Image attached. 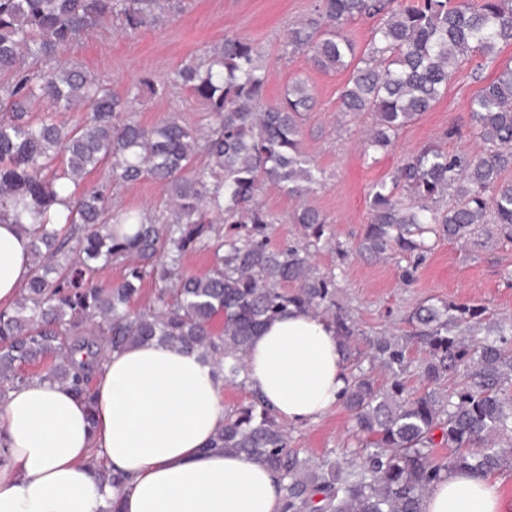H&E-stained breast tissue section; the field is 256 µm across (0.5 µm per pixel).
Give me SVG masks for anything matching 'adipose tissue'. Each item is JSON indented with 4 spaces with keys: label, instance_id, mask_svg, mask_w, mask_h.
<instances>
[{
    "label": "adipose tissue",
    "instance_id": "adipose-tissue-1",
    "mask_svg": "<svg viewBox=\"0 0 512 512\" xmlns=\"http://www.w3.org/2000/svg\"><path fill=\"white\" fill-rule=\"evenodd\" d=\"M30 237L0 223V305L29 276ZM332 325L289 308L253 341L247 375L279 418L320 419L345 386ZM93 406L34 378L0 402V512H280L278 484L261 463L210 446L223 426L224 376L196 353L159 343L106 353ZM125 476L118 488L94 466ZM499 483L452 471L424 512H503Z\"/></svg>",
    "mask_w": 512,
    "mask_h": 512
}]
</instances>
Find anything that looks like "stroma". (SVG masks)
Listing matches in <instances>:
<instances>
[{
    "label": "stroma",
    "instance_id": "obj_1",
    "mask_svg": "<svg viewBox=\"0 0 512 512\" xmlns=\"http://www.w3.org/2000/svg\"><path fill=\"white\" fill-rule=\"evenodd\" d=\"M314 3L315 0H170L169 9L157 21L135 30L124 28L116 20L106 22L66 47L61 57L119 94L145 76L168 83L166 94L143 95L135 106V119L151 126L175 114L195 125L203 121L204 114L184 89L170 86L174 70L188 58L201 56L207 48L222 42L225 35L250 39L266 59L268 99L280 98L296 78L307 81L316 99L313 112L305 117L302 147L315 158L322 179L300 199L288 197L272 184L264 185L259 200L279 218L278 223L267 228L269 241L277 247L303 245L304 230L292 223L290 216L306 204L325 214L336 238L351 245L369 220L372 186L390 176L406 156L426 144L450 152L477 149L469 128L470 100L484 82L494 78L495 71L466 65L435 107L400 132L391 151L377 153L372 159L364 157L362 148L371 117L340 114L339 94L346 73L318 70L308 56L284 52L288 29L306 19ZM451 125L461 130L460 137L454 140L444 137ZM166 199L163 188L149 179L133 185H112V202L119 207L155 210ZM312 261L320 271L338 270L337 297L368 336L406 331L404 316L426 301L485 304L495 315L512 318V282L506 277L507 270H512V244L476 248L459 242H439L408 284L400 279L405 262L394 256H354L341 265L335 251L325 248ZM351 426L348 411L336 404L320 420L289 426L288 431L294 446L316 459L350 442Z\"/></svg>",
    "mask_w": 512,
    "mask_h": 512
}]
</instances>
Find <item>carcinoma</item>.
Instances as JSON below:
<instances>
[{"label": "carcinoma", "mask_w": 512, "mask_h": 512, "mask_svg": "<svg viewBox=\"0 0 512 512\" xmlns=\"http://www.w3.org/2000/svg\"><path fill=\"white\" fill-rule=\"evenodd\" d=\"M159 8L160 0H0V221L31 225L30 277L13 306L0 309V398L30 380L22 366L52 356L43 378L91 406L102 349L152 341L198 352L224 373V384L244 389L254 337L295 307L331 324L345 348L339 403L354 421L355 448L319 460L301 455L254 389L227 409L210 444L270 468L281 512H423L429 489L450 470L511 471L512 322L490 318L481 304H422L408 315L407 334L365 338V370L357 366L359 329L336 300V274L312 263L327 245L340 260L349 256L326 234L327 217L299 207L292 222L303 226L305 245L270 246L266 229L277 218L259 201L264 184L300 198L319 183V168L301 147L305 113L314 107L304 81L269 101L264 56L250 40L226 35L182 63L171 81L203 105L206 125L171 115L145 127L128 113L166 84L143 78L120 96L57 60L103 17L135 29ZM357 17L378 20L361 54L342 34ZM511 44L512 0H315L285 47L322 71H349L339 110L372 114L365 150L377 152L433 109L462 67L476 57L495 67L501 46ZM36 101L46 104L37 119ZM60 112L86 117L68 125L57 120ZM469 117L480 153L424 146L370 192L371 218L356 250L413 256L401 270L406 282L433 250L432 237L477 247L512 242V66L478 91ZM200 156L208 159L202 169ZM105 167L115 181L162 183L169 203L157 212L116 210L102 185L76 193ZM64 193L61 217L54 206ZM215 216L251 229L226 240ZM202 242L212 266L181 275L183 256ZM114 263L125 267L122 280L100 284L97 273ZM147 278L165 285L136 308ZM413 337L427 353L416 365L407 357ZM413 369L420 388L408 385Z\"/></svg>", "instance_id": "obj_1"}]
</instances>
